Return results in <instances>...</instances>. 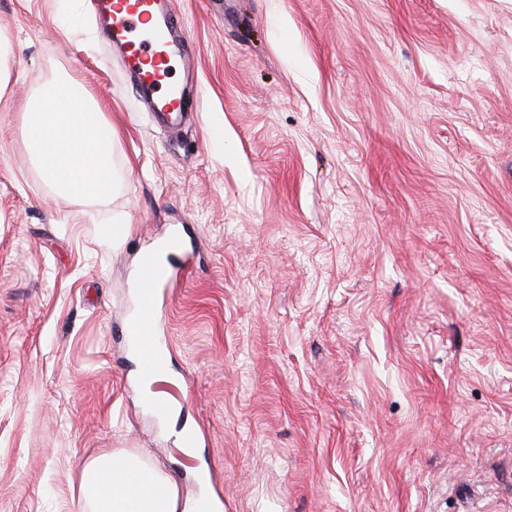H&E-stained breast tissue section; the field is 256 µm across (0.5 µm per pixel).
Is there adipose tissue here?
<instances>
[{
    "label": "adipose tissue",
    "mask_w": 512,
    "mask_h": 512,
    "mask_svg": "<svg viewBox=\"0 0 512 512\" xmlns=\"http://www.w3.org/2000/svg\"><path fill=\"white\" fill-rule=\"evenodd\" d=\"M23 112L30 147L51 184L90 199L110 192L112 128L86 92L52 83ZM79 493L90 512H187L176 486L133 456L104 455L85 463Z\"/></svg>",
    "instance_id": "adipose-tissue-1"
}]
</instances>
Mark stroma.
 Here are the masks:
<instances>
[{
  "mask_svg": "<svg viewBox=\"0 0 512 512\" xmlns=\"http://www.w3.org/2000/svg\"><path fill=\"white\" fill-rule=\"evenodd\" d=\"M198 52L154 125L87 0H0V512H88L128 454L223 512H512V0H172ZM80 84L102 200L43 177L21 107ZM179 230L140 391L138 257ZM203 428L186 451L181 425Z\"/></svg>",
  "mask_w": 512,
  "mask_h": 512,
  "instance_id": "35a3bbf8",
  "label": "stroma"
}]
</instances>
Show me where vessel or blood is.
I'll return each mask as SVG.
<instances>
[{
  "mask_svg": "<svg viewBox=\"0 0 512 512\" xmlns=\"http://www.w3.org/2000/svg\"><path fill=\"white\" fill-rule=\"evenodd\" d=\"M91 6L110 51L125 60L150 112L169 125H177L183 92L172 86L159 89L157 77L175 56L184 69L193 68V57L182 50L183 44L192 39L190 31L174 24L170 9L161 0H91ZM175 274L173 266L156 262L153 251L142 253L139 275L146 289L127 331L135 340L147 373L154 375L166 368L158 334L157 289Z\"/></svg>",
  "mask_w": 512,
  "mask_h": 512,
  "instance_id": "obj_1",
  "label": "vessel or blood"
}]
</instances>
